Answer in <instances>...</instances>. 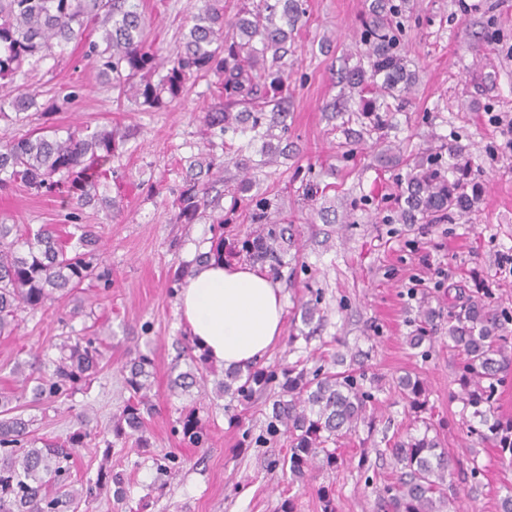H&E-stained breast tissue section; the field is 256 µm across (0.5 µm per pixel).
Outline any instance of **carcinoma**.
<instances>
[{"label": "carcinoma", "instance_id": "1", "mask_svg": "<svg viewBox=\"0 0 512 512\" xmlns=\"http://www.w3.org/2000/svg\"><path fill=\"white\" fill-rule=\"evenodd\" d=\"M140 0H0V81L13 94L0 96V116L6 109L17 113L37 105V93L28 84L24 63L43 60L54 49L81 41L89 24L103 16L102 42L84 43L85 56L98 73L120 94L148 108H159L181 98L190 81L214 78L217 101L205 109L204 122L213 135H222L249 116L254 137L275 139L278 123L265 113H283L288 107L290 73L288 29L306 14L302 0H257L244 4L233 22L224 23V0H200L183 35V49L171 59L160 57L148 40ZM385 19L364 24L368 68L343 73L341 80L358 90L357 111L371 117L372 127L383 129L388 113L402 106L410 93L414 74L400 53L405 9L393 0H376ZM167 69L158 75L159 69ZM126 140L117 129L67 131L51 137L39 130L0 144V189L20 185L31 191L57 189L82 206L97 196L106 165ZM442 163V151L417 154L407 175V209L404 217L431 222L442 215L462 213L474 204L468 192L471 170L455 155ZM205 184L188 185L176 200L184 223L196 220ZM291 224H270L264 238L252 243L254 255L272 270L285 264V243L293 240ZM97 236L92 226L74 224L70 231L43 225L37 230L0 220V336L13 334L22 312L35 313L61 307L66 298L87 281L107 288L109 268L94 264ZM508 318L484 297L469 295L459 313L448 320V347L458 352L460 400L470 412L472 427L481 440L497 441L512 451V423L502 422L494 411V396L504 374L512 371V338L505 335ZM57 356H50L51 350ZM182 353L189 370L171 380V388L184 392L206 381L201 369L208 360L184 338ZM104 359L103 339L82 327L59 344H50L34 360L21 361L15 374L32 402L50 405L70 396L95 375ZM153 360L138 351L121 367L130 397L118 418L116 433L147 444L145 415L153 407L150 382ZM283 379L288 398L273 403L267 433L288 438L289 471L301 479L319 454L333 462L326 444L345 438L366 419L374 395L366 388L362 370L321 371L286 366L275 370L233 369L225 373L218 393L233 392L244 401ZM399 387L410 407L423 406L425 389L419 380L405 377ZM22 396L0 392V512H76L79 504L97 499L107 486L108 474H97L75 487L70 461L91 441L81 427L62 444L38 442L33 420L24 416ZM183 438L204 447L206 434L192 407L178 418ZM390 452L401 466V476L384 485L382 512H462L457 489L447 482L454 459L435 437L407 436L394 442ZM112 496L125 499L119 479L111 480Z\"/></svg>", "mask_w": 512, "mask_h": 512}]
</instances>
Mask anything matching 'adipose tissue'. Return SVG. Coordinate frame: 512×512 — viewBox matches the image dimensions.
Segmentation results:
<instances>
[{
	"label": "adipose tissue",
	"mask_w": 512,
	"mask_h": 512,
	"mask_svg": "<svg viewBox=\"0 0 512 512\" xmlns=\"http://www.w3.org/2000/svg\"><path fill=\"white\" fill-rule=\"evenodd\" d=\"M179 309L199 350L227 369L259 360L283 332L280 286L259 269L221 258L192 267Z\"/></svg>",
	"instance_id": "adipose-tissue-1"
}]
</instances>
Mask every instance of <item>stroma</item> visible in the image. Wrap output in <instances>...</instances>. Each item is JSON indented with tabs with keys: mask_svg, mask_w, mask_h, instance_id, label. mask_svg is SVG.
I'll return each instance as SVG.
<instances>
[{
	"mask_svg": "<svg viewBox=\"0 0 512 512\" xmlns=\"http://www.w3.org/2000/svg\"><path fill=\"white\" fill-rule=\"evenodd\" d=\"M197 2L141 0L162 57L180 50ZM303 2L306 15L288 42L292 96L284 154L259 170L245 171L240 162L260 159L262 139L239 131L210 136L203 121L214 100L209 80L149 109L118 99L81 43L26 66L40 102L57 104L52 120L60 131L112 126L127 134L111 178L98 188L99 196L112 198V210L81 207L55 191H0V217L16 223L63 226L75 214L94 225L98 258L112 270L111 287L88 282L74 299L86 314L73 327L95 326L110 345L103 369L67 399L25 409L36 419V436L56 439L78 429L77 413L87 414L92 441L74 459V478L96 477L104 464L123 475L124 502L106 491L78 512H380L379 491L398 473L389 448L406 434L438 437L457 460L452 480L466 512H500V491L512 485V453L469 432L458 399L459 358L448 348L449 293L472 290L473 273H480L490 304L512 312V275L496 266L498 251L512 249V151L501 149L494 125L497 117L512 118V0H474L475 9L465 13L458 0H410L415 18L406 22L402 44L416 74L414 94L379 135L360 113L325 109L343 89L342 71L365 55L362 21L372 0ZM442 145L470 160L480 199L444 223H405L398 198L406 161ZM208 151L224 167L210 175L205 203L187 224L173 201ZM259 198L272 203L271 223L298 229L295 259L271 272L285 298L283 334L259 366L301 360L313 371L341 354L376 385L365 423L336 443V463L316 461L300 480L284 464L287 438L266 436L279 387L249 403L170 388L178 343L187 334L173 281L197 254L213 249L218 216L225 260L252 263L241 245L263 231L251 221ZM422 251L447 269L443 287L419 264ZM310 299L320 310L313 330L301 320V305ZM424 308L434 313V339L413 347L408 338ZM60 315L55 308L21 313L13 335L0 336V392L19 389L16 362L67 335ZM136 348L154 362L144 447L112 431L129 397L119 370ZM405 375L426 387L422 412H413L396 388ZM191 407L209 432L208 447L182 436L178 418ZM475 461L484 469L477 485L467 478Z\"/></svg>",
	"mask_w": 512,
	"mask_h": 512,
	"instance_id": "1",
	"label": "stroma"
}]
</instances>
